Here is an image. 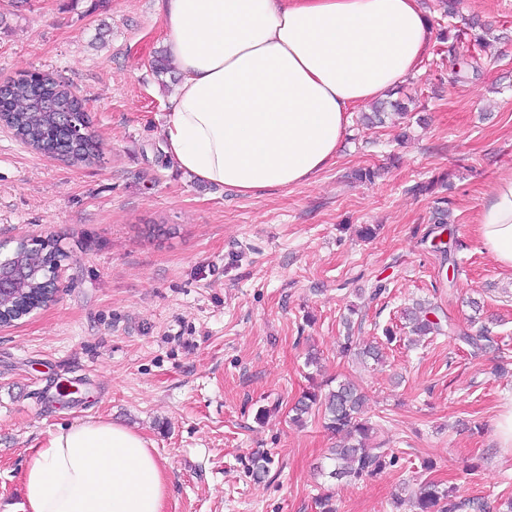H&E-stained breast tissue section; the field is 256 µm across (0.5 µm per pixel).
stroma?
I'll return each mask as SVG.
<instances>
[{
  "instance_id": "obj_1",
  "label": "stroma",
  "mask_w": 512,
  "mask_h": 512,
  "mask_svg": "<svg viewBox=\"0 0 512 512\" xmlns=\"http://www.w3.org/2000/svg\"><path fill=\"white\" fill-rule=\"evenodd\" d=\"M423 5L432 23L484 28L478 71L449 83L448 48L432 40L393 88L407 117L366 128L351 112L334 164L242 195L182 173L166 152L179 77L154 68L165 52L155 0H0V85L34 72L68 85L98 143L75 163L0 124V258L46 236L67 255L55 300L0 329V512H23L29 448L87 417L152 442L165 512H319L326 490L336 512H394V496L422 480L502 512L512 447L497 423L512 409V366L498 365L512 356V271L475 221L512 172V0H457L451 18L439 0ZM360 169L374 180L355 181ZM443 198L447 262L423 241ZM418 300L458 331L488 327L494 346L476 355L402 329L383 364L340 353L350 307L366 344ZM310 351L319 367L306 366ZM331 379L359 383L372 444L398 456L377 477L320 474L336 436L317 415L290 419L312 383ZM256 452L272 459L260 481L247 472Z\"/></svg>"
}]
</instances>
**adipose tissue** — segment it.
Wrapping results in <instances>:
<instances>
[{
    "instance_id": "obj_1",
    "label": "adipose tissue",
    "mask_w": 512,
    "mask_h": 512,
    "mask_svg": "<svg viewBox=\"0 0 512 512\" xmlns=\"http://www.w3.org/2000/svg\"><path fill=\"white\" fill-rule=\"evenodd\" d=\"M179 73L164 127L175 164L250 195L310 180L349 112L418 71L433 30L421 0H156ZM476 222L512 270V172ZM25 512H163L147 439L101 417L58 427L22 473Z\"/></svg>"
}]
</instances>
